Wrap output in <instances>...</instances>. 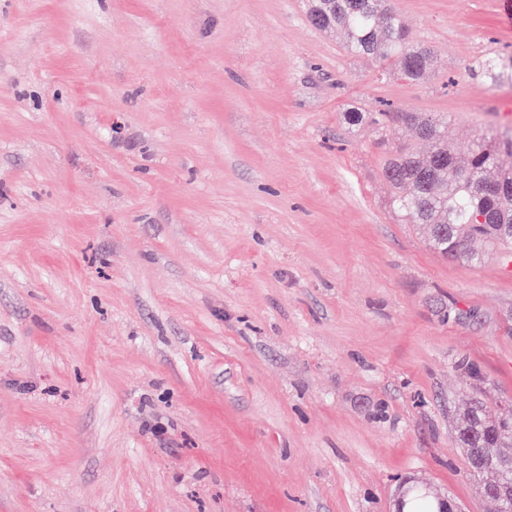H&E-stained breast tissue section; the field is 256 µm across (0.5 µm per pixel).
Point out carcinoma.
I'll return each mask as SVG.
<instances>
[{"label":"carcinoma","instance_id":"carcinoma-1","mask_svg":"<svg viewBox=\"0 0 512 512\" xmlns=\"http://www.w3.org/2000/svg\"><path fill=\"white\" fill-rule=\"evenodd\" d=\"M308 17L316 28L336 34L347 51L380 65L393 64L408 81L427 79L433 52L417 42L390 0H307ZM491 81L512 76V56L485 59L469 65ZM350 126L365 122L389 131L393 119L415 128L414 145L388 156L383 175L393 188L391 206L403 221L424 234L429 247L442 257L481 264L486 251L512 248V139L482 137L462 151L448 148V118L437 114L347 108ZM481 182H493L497 193L477 191ZM459 368L470 380L454 443L463 449L467 473L477 479L481 495L499 509L504 502L491 494L512 486V419L496 416L481 395L484 378L467 363ZM404 508L410 512H436L437 502L425 488L407 487Z\"/></svg>","mask_w":512,"mask_h":512}]
</instances>
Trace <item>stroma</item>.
<instances>
[{
	"mask_svg": "<svg viewBox=\"0 0 512 512\" xmlns=\"http://www.w3.org/2000/svg\"><path fill=\"white\" fill-rule=\"evenodd\" d=\"M498 0H392L421 83L303 0H0V512H494L454 445L512 403V258L445 260L389 205L414 143L351 105L512 130ZM470 71L480 72L492 82L510 75L512 80V56H503L497 60L485 59L469 65ZM406 494H410L404 505V510L412 512H435L437 508L436 500L428 494L425 488L418 485L406 487ZM406 511V510H405Z\"/></svg>",
	"mask_w": 512,
	"mask_h": 512,
	"instance_id": "35a3bbf8",
	"label": "stroma"
}]
</instances>
